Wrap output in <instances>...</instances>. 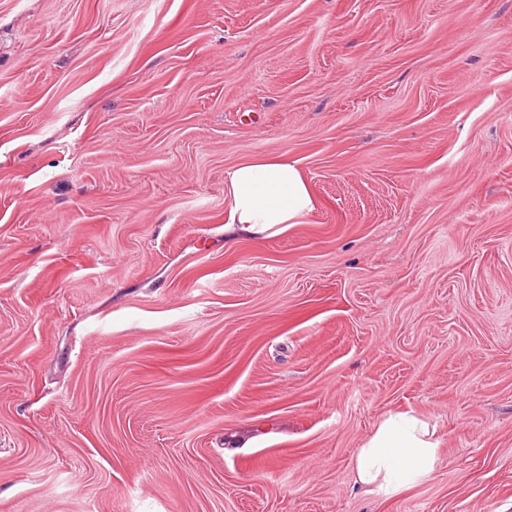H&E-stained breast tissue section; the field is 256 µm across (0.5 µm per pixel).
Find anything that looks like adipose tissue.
<instances>
[{
	"mask_svg": "<svg viewBox=\"0 0 512 512\" xmlns=\"http://www.w3.org/2000/svg\"><path fill=\"white\" fill-rule=\"evenodd\" d=\"M317 209L302 169L286 156H252L224 175V223L232 237L269 239L305 224ZM434 429L407 413L384 418L353 461L356 483L389 497L431 475L438 464Z\"/></svg>",
	"mask_w": 512,
	"mask_h": 512,
	"instance_id": "ef3b65f1",
	"label": "adipose tissue"
}]
</instances>
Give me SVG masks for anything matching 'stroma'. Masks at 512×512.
<instances>
[{
	"label": "stroma",
	"mask_w": 512,
	"mask_h": 512,
	"mask_svg": "<svg viewBox=\"0 0 512 512\" xmlns=\"http://www.w3.org/2000/svg\"><path fill=\"white\" fill-rule=\"evenodd\" d=\"M0 512H512V0H0ZM317 209L304 172L288 157L252 156L224 175V230L230 239H269L307 224ZM434 428L409 413L384 418L353 461L356 483L393 496L431 475L438 464Z\"/></svg>",
	"instance_id": "stroma-1"
}]
</instances>
